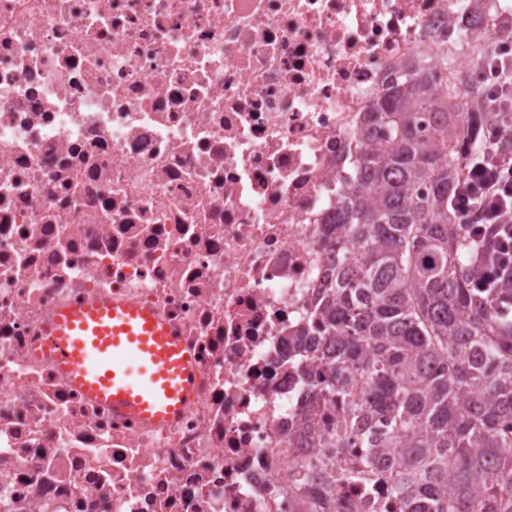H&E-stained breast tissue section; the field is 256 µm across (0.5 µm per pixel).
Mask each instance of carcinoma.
Returning <instances> with one entry per match:
<instances>
[{
    "label": "carcinoma",
    "instance_id": "cac0c4a2",
    "mask_svg": "<svg viewBox=\"0 0 512 512\" xmlns=\"http://www.w3.org/2000/svg\"><path fill=\"white\" fill-rule=\"evenodd\" d=\"M433 72L390 81L365 118L353 203L329 230L317 331L303 347L320 398L341 399L336 441L366 449L345 478L370 491L388 470L392 512H512V323L460 272L473 245L450 207L494 121ZM310 485L300 512H356L336 476Z\"/></svg>",
    "mask_w": 512,
    "mask_h": 512
}]
</instances>
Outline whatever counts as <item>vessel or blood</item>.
<instances>
[{"label":"vessel or blood","instance_id":"1","mask_svg":"<svg viewBox=\"0 0 512 512\" xmlns=\"http://www.w3.org/2000/svg\"><path fill=\"white\" fill-rule=\"evenodd\" d=\"M46 345L61 377L113 412L163 421L193 394L196 369L150 308L105 298L62 309Z\"/></svg>","mask_w":512,"mask_h":512}]
</instances>
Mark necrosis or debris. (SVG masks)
Instances as JSON below:
<instances>
[{"instance_id":"1","label":"necrosis or debris","mask_w":512,"mask_h":512,"mask_svg":"<svg viewBox=\"0 0 512 512\" xmlns=\"http://www.w3.org/2000/svg\"><path fill=\"white\" fill-rule=\"evenodd\" d=\"M512 0H0V512H298L323 448L327 223L407 64L465 70ZM153 308L198 372L171 422L112 413L44 348L63 307Z\"/></svg>"}]
</instances>
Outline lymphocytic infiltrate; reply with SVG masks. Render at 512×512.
Segmentation results:
<instances>
[{"label": "lymphocytic infiltrate", "mask_w": 512, "mask_h": 512, "mask_svg": "<svg viewBox=\"0 0 512 512\" xmlns=\"http://www.w3.org/2000/svg\"><path fill=\"white\" fill-rule=\"evenodd\" d=\"M452 204L477 245L466 266L470 286L494 295L499 316L512 319V297L500 292L512 282V154L489 140L470 161Z\"/></svg>", "instance_id": "lymphocytic-infiltrate-1"}]
</instances>
